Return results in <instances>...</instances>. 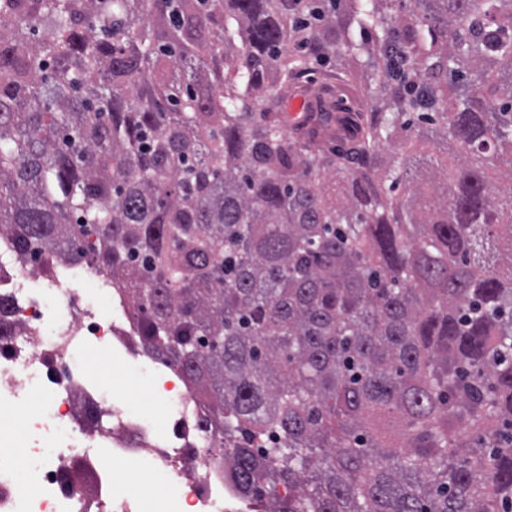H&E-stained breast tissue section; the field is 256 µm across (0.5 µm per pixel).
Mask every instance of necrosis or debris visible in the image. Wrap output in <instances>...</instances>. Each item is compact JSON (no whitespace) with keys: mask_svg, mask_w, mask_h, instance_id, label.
Returning a JSON list of instances; mask_svg holds the SVG:
<instances>
[{"mask_svg":"<svg viewBox=\"0 0 512 512\" xmlns=\"http://www.w3.org/2000/svg\"><path fill=\"white\" fill-rule=\"evenodd\" d=\"M94 272L64 264L45 275L17 262L10 240L0 237V294L13 303L11 335L0 338V403L30 400L42 410L30 421L29 477L34 494L16 492L14 466L0 453V512H140L116 494L118 474L101 465H142L165 476L176 495L171 512H224L244 502L224 468L190 393L155 386L164 409L137 414L112 402L87 375L89 357H101L134 374L149 366L135 349L136 330L125 307L109 319L86 303L84 281Z\"/></svg>","mask_w":512,"mask_h":512,"instance_id":"4bbe7bcc","label":"necrosis or debris"}]
</instances>
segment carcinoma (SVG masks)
Returning <instances> with one entry per match:
<instances>
[{"label": "carcinoma", "mask_w": 512, "mask_h": 512, "mask_svg": "<svg viewBox=\"0 0 512 512\" xmlns=\"http://www.w3.org/2000/svg\"><path fill=\"white\" fill-rule=\"evenodd\" d=\"M505 180L512 0H0V235L126 296L264 512H512Z\"/></svg>", "instance_id": "carcinoma-1"}]
</instances>
